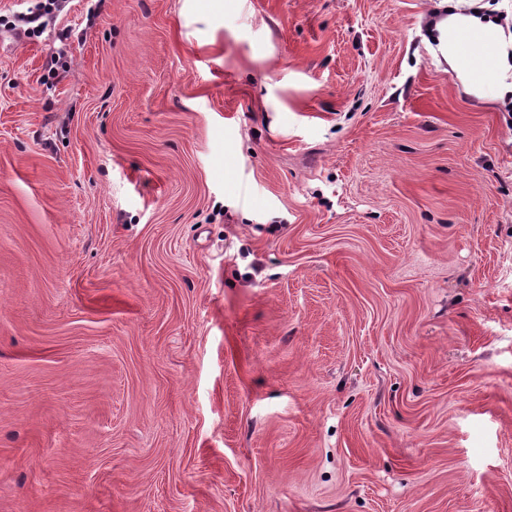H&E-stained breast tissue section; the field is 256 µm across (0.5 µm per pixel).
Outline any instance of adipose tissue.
I'll use <instances>...</instances> for the list:
<instances>
[{
  "label": "adipose tissue",
  "mask_w": 512,
  "mask_h": 512,
  "mask_svg": "<svg viewBox=\"0 0 512 512\" xmlns=\"http://www.w3.org/2000/svg\"><path fill=\"white\" fill-rule=\"evenodd\" d=\"M420 36L465 95L512 112V0H440Z\"/></svg>",
  "instance_id": "1"
}]
</instances>
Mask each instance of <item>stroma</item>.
Returning a JSON list of instances; mask_svg holds the SVG:
<instances>
[{"mask_svg": "<svg viewBox=\"0 0 512 512\" xmlns=\"http://www.w3.org/2000/svg\"><path fill=\"white\" fill-rule=\"evenodd\" d=\"M0 0V512H512V112L435 0Z\"/></svg>", "mask_w": 512, "mask_h": 512, "instance_id": "35a3bbf8", "label": "stroma"}]
</instances>
